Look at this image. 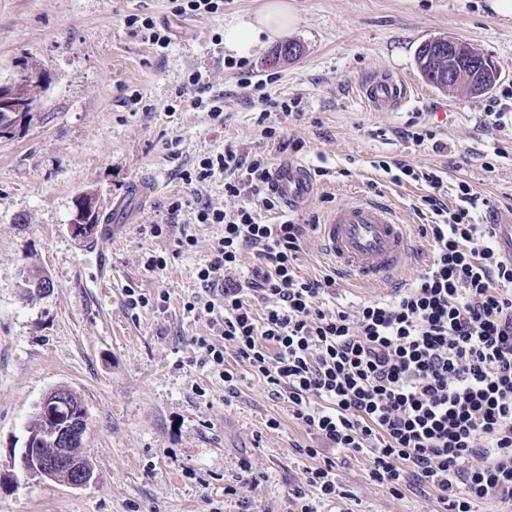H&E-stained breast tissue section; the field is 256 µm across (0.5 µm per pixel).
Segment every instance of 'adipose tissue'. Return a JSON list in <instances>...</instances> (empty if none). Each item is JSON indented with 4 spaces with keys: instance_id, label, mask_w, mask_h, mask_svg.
<instances>
[{
    "instance_id": "ef3b65f1",
    "label": "adipose tissue",
    "mask_w": 512,
    "mask_h": 512,
    "mask_svg": "<svg viewBox=\"0 0 512 512\" xmlns=\"http://www.w3.org/2000/svg\"><path fill=\"white\" fill-rule=\"evenodd\" d=\"M298 22L289 0H266L263 7L224 27V47L239 56L258 45L286 37Z\"/></svg>"
}]
</instances>
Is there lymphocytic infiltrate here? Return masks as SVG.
I'll use <instances>...</instances> for the list:
<instances>
[{
	"mask_svg": "<svg viewBox=\"0 0 512 512\" xmlns=\"http://www.w3.org/2000/svg\"><path fill=\"white\" fill-rule=\"evenodd\" d=\"M373 166L392 182L424 184L414 210L432 251L408 287L353 314L323 307L335 277L297 273L306 227L271 191L266 151L228 144L182 171L185 185L196 187L225 174V195L241 201L231 214L185 197L169 204L173 212L190 208L196 223L224 227L198 272L213 298L183 304L186 317L206 319L210 329L191 339L194 363L235 394L237 379L224 367V346L232 344L253 376L287 394L316 437L301 455L331 451L322 466L306 469L313 492L293 494L292 512H320L345 498L335 459L356 455L366 460L368 481L396 494L434 489L445 512H474L494 493L512 504V259L484 220L487 199L468 181L451 184L440 170L398 159ZM267 213L276 222L266 223ZM246 250L256 259L249 287L226 285Z\"/></svg>",
	"mask_w": 512,
	"mask_h": 512,
	"instance_id": "obj_1",
	"label": "lymphocytic infiltrate"
}]
</instances>
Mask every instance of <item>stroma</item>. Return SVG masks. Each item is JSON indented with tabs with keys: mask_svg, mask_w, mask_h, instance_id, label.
<instances>
[{
	"mask_svg": "<svg viewBox=\"0 0 512 512\" xmlns=\"http://www.w3.org/2000/svg\"><path fill=\"white\" fill-rule=\"evenodd\" d=\"M264 0H224L221 12L176 16L170 0H0V83L17 72L38 74V106L25 121L0 130V512H289V495L322 458L300 455L310 442L286 399L255 379L232 347L224 366L240 384L224 398L219 377L190 362L192 337L209 333L206 320L186 318L183 303L203 294L200 267L224 235L220 224L196 223L190 209L169 202L187 195L182 168L223 152L225 144L266 146L263 125L240 86L241 75L219 38L225 24L254 13ZM299 23L290 39L301 54L275 58V45L249 57L252 81H267L281 100H298L300 113L273 112L265 125L303 142L294 157L330 174L315 183L293 214L323 220L336 203L386 200L411 224L424 190L390 183L373 168L388 155L462 178L499 207L512 202V124H483L486 94L436 88L417 65L421 43L451 38L487 56L512 86V16L495 14L489 0H292ZM153 17L171 43L161 49L134 35L129 15ZM385 71L417 96L401 108L374 112L358 85ZM201 74L223 99V119L186 106L183 80ZM434 130L445 151L406 147L398 136L408 120ZM502 148L495 171L483 156ZM155 175L160 192L120 220L119 234L98 226L92 240L75 239L69 223L81 195H95L109 211L115 195ZM163 227L153 235L151 225ZM197 244L184 252L178 240ZM429 246L416 239L403 272L375 287L336 276V297L356 312L410 282ZM165 258L150 271L148 257ZM38 268L53 287L28 295L24 273ZM164 292L168 310L131 317L124 290ZM66 388L83 402L85 437L94 477L83 486L18 477L17 461L43 397ZM205 396H198V389ZM257 480L242 497L228 496L242 460ZM362 460L336 462L347 492L344 512H442L433 489L391 493L370 483Z\"/></svg>",
	"mask_w": 512,
	"mask_h": 512,
	"instance_id": "stroma-1",
	"label": "stroma"
}]
</instances>
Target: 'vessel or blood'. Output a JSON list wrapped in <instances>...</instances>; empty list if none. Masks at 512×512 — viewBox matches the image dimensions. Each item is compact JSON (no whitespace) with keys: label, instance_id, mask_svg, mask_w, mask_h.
I'll return each instance as SVG.
<instances>
[{"label":"vessel or blood","instance_id":"b4317fda","mask_svg":"<svg viewBox=\"0 0 512 512\" xmlns=\"http://www.w3.org/2000/svg\"><path fill=\"white\" fill-rule=\"evenodd\" d=\"M359 94L372 110L379 112L410 101L413 90L403 79L382 72L362 81ZM271 186L292 208L314 192L306 167L291 159L281 160L273 169ZM319 231L337 272L368 287L398 275L413 251L412 227L404 215L375 199L336 205Z\"/></svg>","mask_w":512,"mask_h":512}]
</instances>
